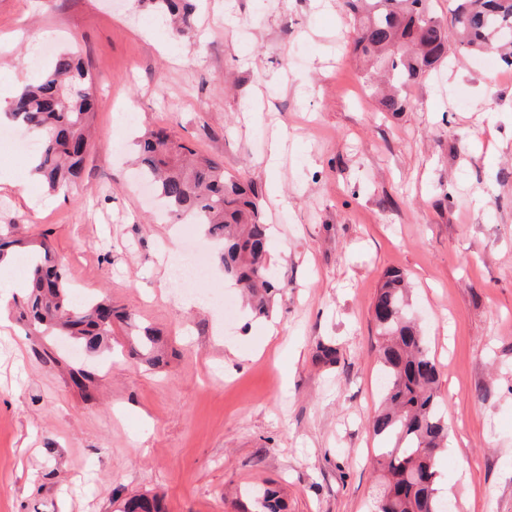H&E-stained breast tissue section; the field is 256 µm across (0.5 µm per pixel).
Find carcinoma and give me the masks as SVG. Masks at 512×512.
I'll use <instances>...</instances> for the list:
<instances>
[{
	"label": "carcinoma",
	"instance_id": "1",
	"mask_svg": "<svg viewBox=\"0 0 512 512\" xmlns=\"http://www.w3.org/2000/svg\"><path fill=\"white\" fill-rule=\"evenodd\" d=\"M167 20L175 36L194 37V0H137ZM432 0H345L356 22L354 47L367 66L369 91L381 94L386 112L407 109V90L424 74L436 71L451 48L500 52L512 67V0H455L451 17L439 16ZM91 75L69 53L55 57L51 69L13 98L6 117L40 137L34 156L39 179L60 192L79 177L88 148L94 111ZM141 176L154 185L167 210L192 218L209 235L224 241L218 262L224 276L246 295L250 310L268 316L284 285L270 270L269 235L261 204L251 184L228 179L212 158H199L164 129L137 142ZM13 224L0 226V258L24 240L12 235ZM34 256L28 292L18 302L27 330H59L94 353L112 336L113 322L126 314L112 302L76 304L70 298L63 265L48 237L32 244ZM376 349L384 373L383 398L370 429L386 443L377 455L380 487L374 512H449L438 487L440 454L448 438V421L439 397V373L421 326L412 313L406 277L383 276L373 305ZM133 356L152 366L160 363L159 337L137 328ZM253 512H283V491L263 488L251 501ZM121 512H162L156 498L135 496Z\"/></svg>",
	"mask_w": 512,
	"mask_h": 512
}]
</instances>
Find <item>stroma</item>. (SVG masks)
I'll use <instances>...</instances> for the list:
<instances>
[{
	"label": "stroma",
	"instance_id": "35a3bbf8",
	"mask_svg": "<svg viewBox=\"0 0 512 512\" xmlns=\"http://www.w3.org/2000/svg\"><path fill=\"white\" fill-rule=\"evenodd\" d=\"M343 0H201L192 43L132 0H0V85L32 83L60 50L96 97L84 171L49 192L0 154V224L47 234L73 297L127 312L112 349L29 336L14 289L0 307V512H242L285 490L284 512H372L380 400L373 304L403 272L438 366L449 425L443 493L459 512H512V81L492 51H453L379 111ZM164 128L254 183L286 287L229 331L170 279L169 245L200 225L159 219L133 171L136 137ZM285 150L268 162L272 136ZM163 364L129 356L134 327ZM336 350L335 361L322 347ZM91 371L81 392L69 368Z\"/></svg>",
	"mask_w": 512,
	"mask_h": 512
}]
</instances>
